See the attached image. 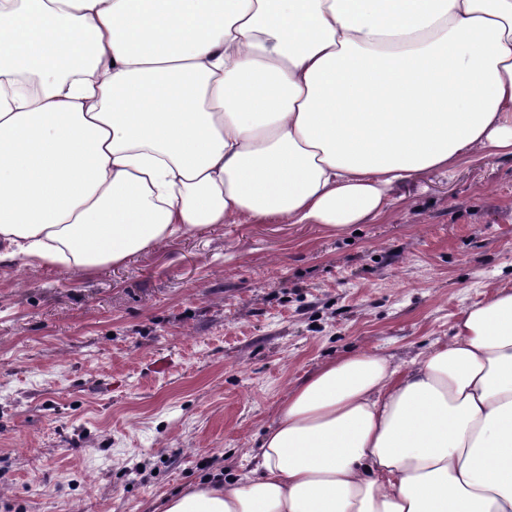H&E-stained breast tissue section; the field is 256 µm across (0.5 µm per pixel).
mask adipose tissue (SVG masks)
I'll use <instances>...</instances> for the list:
<instances>
[{
  "label": "adipose tissue",
  "mask_w": 512,
  "mask_h": 512,
  "mask_svg": "<svg viewBox=\"0 0 512 512\" xmlns=\"http://www.w3.org/2000/svg\"><path fill=\"white\" fill-rule=\"evenodd\" d=\"M512 156V0H0V264L383 216ZM408 363L295 384L248 472L164 512H512V290Z\"/></svg>",
  "instance_id": "ef3b65f1"
}]
</instances>
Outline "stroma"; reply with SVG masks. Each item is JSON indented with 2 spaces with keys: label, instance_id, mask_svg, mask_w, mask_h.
<instances>
[{
  "label": "stroma",
  "instance_id": "obj_1",
  "mask_svg": "<svg viewBox=\"0 0 512 512\" xmlns=\"http://www.w3.org/2000/svg\"><path fill=\"white\" fill-rule=\"evenodd\" d=\"M512 287V157L396 186L383 217L215 224L121 266L0 264V512H162L241 472L297 381L401 364Z\"/></svg>",
  "mask_w": 512,
  "mask_h": 512
}]
</instances>
